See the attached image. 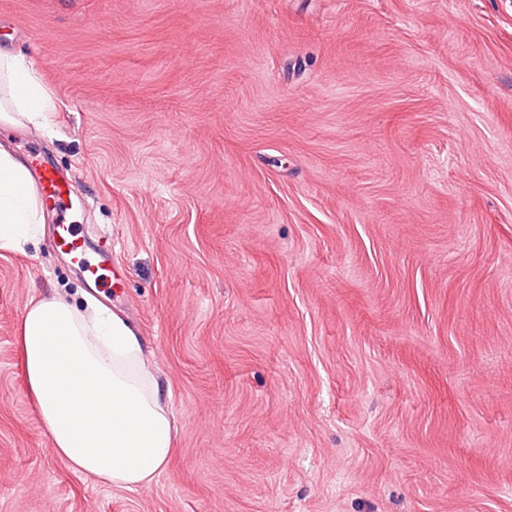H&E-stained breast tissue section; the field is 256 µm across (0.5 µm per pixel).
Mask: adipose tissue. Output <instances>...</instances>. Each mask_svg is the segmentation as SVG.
Instances as JSON below:
<instances>
[{
  "mask_svg": "<svg viewBox=\"0 0 512 512\" xmlns=\"http://www.w3.org/2000/svg\"><path fill=\"white\" fill-rule=\"evenodd\" d=\"M55 109L29 59L0 54V124L45 128ZM44 234L27 165L0 146V253L24 251ZM19 343L27 386L54 450L71 469L124 490L165 470L173 423L134 330L92 298L31 299Z\"/></svg>",
  "mask_w": 512,
  "mask_h": 512,
  "instance_id": "ef3b65f1",
  "label": "adipose tissue"
}]
</instances>
